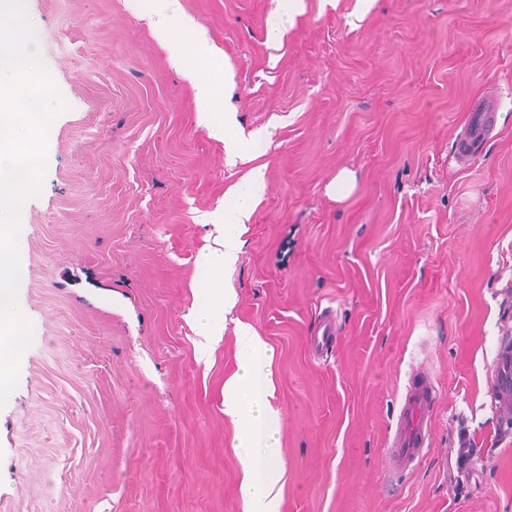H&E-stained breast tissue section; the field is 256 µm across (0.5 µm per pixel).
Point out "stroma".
Segmentation results:
<instances>
[{
	"label": "stroma",
	"instance_id": "1",
	"mask_svg": "<svg viewBox=\"0 0 512 512\" xmlns=\"http://www.w3.org/2000/svg\"><path fill=\"white\" fill-rule=\"evenodd\" d=\"M278 5L179 0L217 50L202 74L233 128L269 135L230 162L138 0H26L67 108L21 218L36 334L0 408V512H244L221 394L241 325L274 351L281 512H512V424L490 384L512 330V0H301L272 45ZM478 106L494 135L463 157ZM260 165L224 271L237 301L204 362L200 218ZM343 169L357 182L339 200ZM420 367L440 394L431 450L393 474Z\"/></svg>",
	"mask_w": 512,
	"mask_h": 512
}]
</instances>
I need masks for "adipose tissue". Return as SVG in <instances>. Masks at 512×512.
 Instances as JSON below:
<instances>
[{
    "label": "adipose tissue",
    "instance_id": "ef3b65f1",
    "mask_svg": "<svg viewBox=\"0 0 512 512\" xmlns=\"http://www.w3.org/2000/svg\"><path fill=\"white\" fill-rule=\"evenodd\" d=\"M176 2L148 0L155 33L168 45L184 76L194 86L199 124L223 141L227 160H235L242 153V142L231 131L222 96L200 74L201 64L213 57L214 50L195 37L190 22L178 16ZM265 190L264 170L254 168L228 195L223 207L206 213L202 219L207 228V243L197 253L191 282L196 294L191 315L199 338L200 357H207L224 339L223 313L235 304L236 294L225 287L222 273L236 262L243 228ZM273 359L271 346L253 327L240 328L236 369L224 382L222 404L225 416L238 426L234 448L242 472L239 490L244 512H280L285 474L280 448L284 419L272 403Z\"/></svg>",
    "mask_w": 512,
    "mask_h": 512
}]
</instances>
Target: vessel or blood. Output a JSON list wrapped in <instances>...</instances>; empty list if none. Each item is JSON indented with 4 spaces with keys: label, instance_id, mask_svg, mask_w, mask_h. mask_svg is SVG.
Masks as SVG:
<instances>
[{
    "label": "vessel or blood",
    "instance_id": "obj_1",
    "mask_svg": "<svg viewBox=\"0 0 512 512\" xmlns=\"http://www.w3.org/2000/svg\"><path fill=\"white\" fill-rule=\"evenodd\" d=\"M493 125L487 111L472 112L460 148L490 137ZM492 407L503 418H512V336H504L492 364ZM437 399L435 382L428 371L418 372L410 381L401 412L394 426L388 450L392 470L417 466L430 446L432 416Z\"/></svg>",
    "mask_w": 512,
    "mask_h": 512
}]
</instances>
